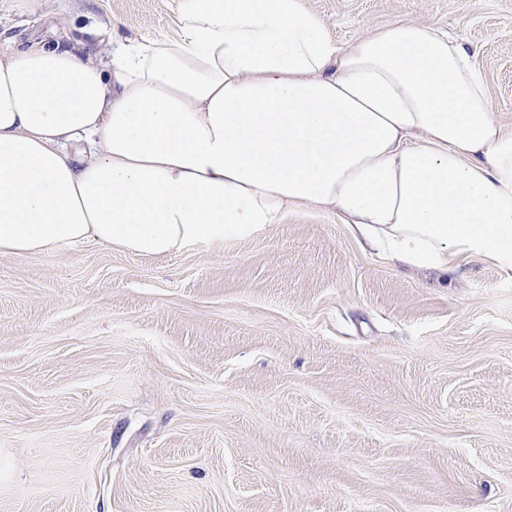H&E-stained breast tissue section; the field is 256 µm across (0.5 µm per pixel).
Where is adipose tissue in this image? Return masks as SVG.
<instances>
[{
	"mask_svg": "<svg viewBox=\"0 0 512 512\" xmlns=\"http://www.w3.org/2000/svg\"><path fill=\"white\" fill-rule=\"evenodd\" d=\"M173 38L0 44V253L253 239L305 206L416 269L512 277V126L447 29L341 44L304 0H171Z\"/></svg>",
	"mask_w": 512,
	"mask_h": 512,
	"instance_id": "1",
	"label": "adipose tissue"
}]
</instances>
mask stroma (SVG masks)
<instances>
[{"instance_id":"35a3bbf8","label":"stroma","mask_w":512,"mask_h":512,"mask_svg":"<svg viewBox=\"0 0 512 512\" xmlns=\"http://www.w3.org/2000/svg\"><path fill=\"white\" fill-rule=\"evenodd\" d=\"M479 56L512 125V0H306ZM170 0H0V42L176 35ZM0 512H512V277L447 284L338 218L142 257L0 253Z\"/></svg>"}]
</instances>
